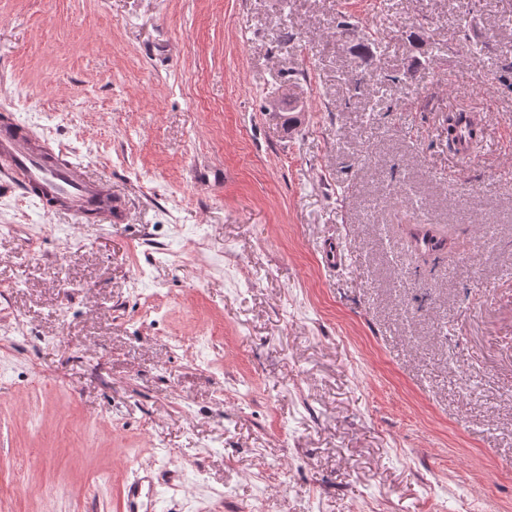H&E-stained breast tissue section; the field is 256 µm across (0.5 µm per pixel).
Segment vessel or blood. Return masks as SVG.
<instances>
[{
	"label": "vessel or blood",
	"mask_w": 512,
	"mask_h": 512,
	"mask_svg": "<svg viewBox=\"0 0 512 512\" xmlns=\"http://www.w3.org/2000/svg\"><path fill=\"white\" fill-rule=\"evenodd\" d=\"M52 149L27 132L0 127V177L21 189L26 197L37 199L50 211H64L77 219L106 214L119 221L124 210L104 183L83 175L79 165L51 159ZM179 472L143 468L142 474L126 488L127 512H152L144 494L180 481Z\"/></svg>",
	"instance_id": "vessel-or-blood-1"
}]
</instances>
